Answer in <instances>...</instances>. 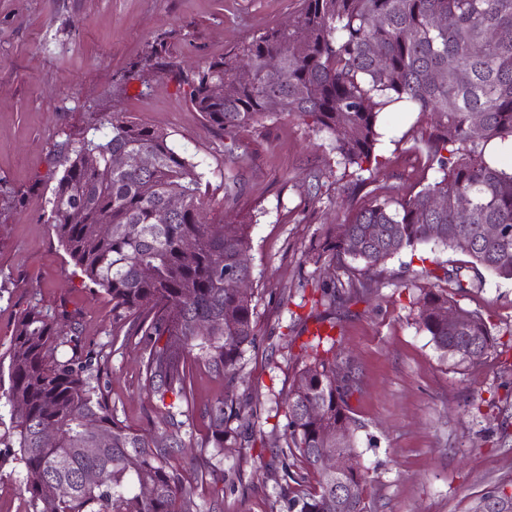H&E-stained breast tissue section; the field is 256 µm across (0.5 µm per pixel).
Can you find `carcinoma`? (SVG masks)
<instances>
[{
	"label": "carcinoma",
	"mask_w": 512,
	"mask_h": 512,
	"mask_svg": "<svg viewBox=\"0 0 512 512\" xmlns=\"http://www.w3.org/2000/svg\"><path fill=\"white\" fill-rule=\"evenodd\" d=\"M291 24L236 44L218 60L181 74L193 108L226 131L283 114H296L313 130L335 136L343 175L359 178L383 165L375 153L386 113L401 104L432 124L417 149L436 177L403 199H377L327 226L306 262L342 266L351 258L367 267L432 243L474 260L482 273L512 281V0H298ZM495 29L507 37L491 41ZM167 41L151 48L147 64L167 71ZM272 56L278 69L267 67ZM502 151L491 154L490 146ZM63 167L48 199L47 223L86 286L112 300L127 335L145 341L144 385L159 402L188 401L193 376L187 360L234 381L245 347L257 342L253 292L224 290V272L253 279L249 224H225L214 236L204 220L202 174L179 153L169 133L119 114L107 115L77 137L52 146ZM448 198L434 210L432 198ZM177 198L165 224L156 214ZM468 200L466 218L458 217ZM487 224L500 226L486 237ZM316 330L301 346L281 408L286 449L280 468L288 512H371L362 497L365 474L355 452L358 429L350 398L359 375L336 380L343 363L336 307L371 294L369 279L338 288L319 285ZM415 289L416 322L445 354L480 360L497 348L484 317L458 305L448 289ZM461 314L448 325V311ZM79 314L67 303L43 309L29 301L12 328L8 388L0 391L10 426L0 435V457L23 464L32 512H197L195 491L170 459L182 447L172 411L152 436L112 414L102 384L108 355L81 344ZM214 454L200 462L201 477L219 480L215 457L224 443L250 441L255 422L240 414L227 389L206 411ZM236 427H231L232 423ZM56 433L52 443L42 431ZM340 452L351 466L340 480L357 488L352 502L336 497V479L321 459ZM317 485L305 488L310 475ZM300 490H293V486ZM181 499L183 510L173 508ZM507 498L488 490L475 512H496Z\"/></svg>",
	"instance_id": "1"
}]
</instances>
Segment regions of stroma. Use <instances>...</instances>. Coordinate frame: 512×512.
<instances>
[{
  "mask_svg": "<svg viewBox=\"0 0 512 512\" xmlns=\"http://www.w3.org/2000/svg\"><path fill=\"white\" fill-rule=\"evenodd\" d=\"M298 0H0V361L8 359L12 324L28 301L45 308L67 300L80 314V339L109 355L106 387L115 417L154 432L164 408L144 387L140 337L112 321V301L87 288L47 222L52 145L78 133L93 114L113 112L170 132L176 149L204 175L209 222L251 227L250 258L258 341L246 348L240 378L226 384L191 363L189 403L175 405L187 447L173 462L192 483L199 512L216 490L224 512H285L275 455L284 446V416L275 398L297 366L301 325L318 307L306 281H326L328 267L306 254L327 225L375 196L418 191L426 175L414 140L425 121L415 112L386 114L377 152L384 164L353 187L333 149L334 137L283 115L231 132L196 112L177 72L132 78L153 42L166 38L179 70L220 57L267 28L286 24ZM26 191L24 206L13 196ZM470 281L455 292L512 346V282L473 285L466 254L432 244L365 271L376 297L351 305L338 331L359 370L351 400L359 422L355 451L373 512H474L482 494L512 491V349L479 361L442 354L415 322L406 281L433 287L445 271ZM232 386L243 413L260 427L247 447L226 445L223 485L202 482L205 411ZM23 465L0 466V512H28Z\"/></svg>",
  "mask_w": 512,
  "mask_h": 512,
  "instance_id": "35a3bbf8",
  "label": "stroma"
}]
</instances>
